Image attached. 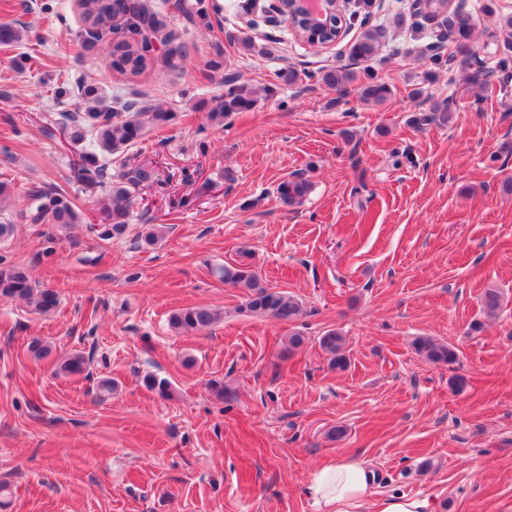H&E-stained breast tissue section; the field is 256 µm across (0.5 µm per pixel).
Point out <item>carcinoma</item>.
<instances>
[{
  "mask_svg": "<svg viewBox=\"0 0 512 512\" xmlns=\"http://www.w3.org/2000/svg\"><path fill=\"white\" fill-rule=\"evenodd\" d=\"M81 17L87 23V38L82 40L85 50L91 51L96 42L112 34L109 55L112 67L130 72L137 76L155 61L148 53V47L141 39H126L118 33L129 30L140 34L146 27L152 36L168 46L165 61L171 62L184 48L173 43V36L166 31L165 23L155 11L151 0H77ZM474 32L472 14L463 7L445 12L438 28L432 32L429 42L422 46L434 69L427 73V80L435 77V70L450 63L465 78L471 88L488 87L493 71L485 66L483 59L475 55L470 42ZM388 31L380 25L361 23L359 35L349 46V57L366 64L362 72L343 67H322L313 76L327 86L343 91L347 86L356 85L358 98L367 103L379 104L391 95V87L378 75L376 69L368 65L381 45L385 44ZM454 43L455 50L443 57V42ZM496 50L500 51L496 66L502 73L512 68V15H506L499 22V36L495 37ZM80 95L85 100L84 111L67 113L64 123L69 129V139L75 145L89 142V148L78 153V159L72 163L74 177L88 187H100L105 184V176L112 154L121 148L144 139L156 129L166 127L174 119V113L152 106L127 108V112H117L105 104L97 88L81 83ZM256 99L248 86L239 83L234 76L224 80V100L217 111L210 113V119L218 125L224 124V118L233 112L247 111L254 106ZM456 120L449 103L435 100L428 110L419 112L410 118L413 125L447 126ZM157 174L148 165H128L112 184L109 203L103 205L101 220L88 225V229L98 239L110 241L127 232L129 209L132 194L147 183L155 180ZM310 189V182L301 174H294L282 181L277 187L280 200L292 207L302 203ZM32 207L21 215L29 224H59L70 227L81 221L75 203L59 187H34L28 191ZM242 259L233 264H225L214 269V273L224 282L244 289V309L257 316L269 317L282 322H291L301 313L300 303L282 291H275L264 285L251 264ZM0 299L20 300L37 314H48L59 305V294L50 288H42L33 281L29 270L22 264L0 266ZM219 319V314L207 306L181 308L170 316L171 327L179 333H195L211 328ZM324 353L328 356L329 366L343 371L348 367L345 351V339L335 330L327 331L319 340ZM414 349L427 362L433 365H452L457 363L456 350L429 337H419L414 341ZM89 360L81 353L64 358L58 370L65 375L77 376L86 372ZM144 386L162 398L171 396L172 385L165 377L147 374L143 378Z\"/></svg>",
  "mask_w": 512,
  "mask_h": 512,
  "instance_id": "obj_1",
  "label": "carcinoma"
}]
</instances>
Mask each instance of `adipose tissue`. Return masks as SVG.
<instances>
[{"label": "adipose tissue", "mask_w": 512, "mask_h": 512, "mask_svg": "<svg viewBox=\"0 0 512 512\" xmlns=\"http://www.w3.org/2000/svg\"><path fill=\"white\" fill-rule=\"evenodd\" d=\"M374 481L375 474L364 461L339 458L312 472L307 491L316 512H436L435 503L426 497L374 498Z\"/></svg>", "instance_id": "adipose-tissue-1"}]
</instances>
